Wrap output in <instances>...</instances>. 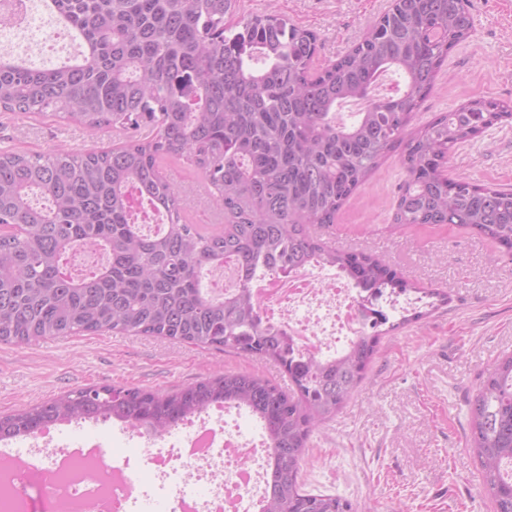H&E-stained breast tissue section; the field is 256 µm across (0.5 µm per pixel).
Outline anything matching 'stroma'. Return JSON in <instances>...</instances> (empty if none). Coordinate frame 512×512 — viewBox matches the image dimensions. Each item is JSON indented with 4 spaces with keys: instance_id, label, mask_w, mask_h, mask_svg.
<instances>
[{
    "instance_id": "stroma-1",
    "label": "stroma",
    "mask_w": 512,
    "mask_h": 512,
    "mask_svg": "<svg viewBox=\"0 0 512 512\" xmlns=\"http://www.w3.org/2000/svg\"><path fill=\"white\" fill-rule=\"evenodd\" d=\"M391 0H239V15L273 13L316 31L319 62L345 55L388 10ZM468 38L448 55L412 121L474 99L512 105V0H468ZM134 130H104L37 113H0V149L48 155L120 147ZM450 173L512 188V120L460 144ZM192 223L220 224L224 212L192 167L175 166ZM405 172L386 154L322 238L372 252L449 302L428 318L383 337L354 398L314 432L302 470L306 489L336 494L369 512H491L478 459L467 447L469 403L493 362L512 353V258L469 230L405 228L388 234ZM261 375L280 385L278 365L215 347L150 336L79 333L16 347L0 344V413L88 386L171 392L217 371Z\"/></svg>"
}]
</instances>
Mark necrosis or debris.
Here are the masks:
<instances>
[{
  "mask_svg": "<svg viewBox=\"0 0 512 512\" xmlns=\"http://www.w3.org/2000/svg\"><path fill=\"white\" fill-rule=\"evenodd\" d=\"M25 0L22 17L0 25V47L42 58L45 44L63 39ZM264 321L285 328L299 356L329 358L370 327L363 292L326 266L277 272L253 284ZM239 408L217 403L185 418L168 450L145 449L144 465L161 477L148 492L129 461L108 462L94 436L63 445L48 458L0 455V512H27L28 470L44 473L38 487L50 512H260L269 448L231 424Z\"/></svg>",
  "mask_w": 512,
  "mask_h": 512,
  "instance_id": "1",
  "label": "necrosis or debris"
}]
</instances>
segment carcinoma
<instances>
[{"mask_svg": "<svg viewBox=\"0 0 512 512\" xmlns=\"http://www.w3.org/2000/svg\"><path fill=\"white\" fill-rule=\"evenodd\" d=\"M237 0H51L49 10L84 45L81 57L37 68L0 51V112L51 113L91 133L150 130L112 151L28 155L0 150V343L26 345L76 333L116 332L234 350L279 365L292 389L252 373L224 371L170 393L99 387L0 415V437L58 421L120 417L167 431L223 401L261 425L269 448L262 512H359L334 494L303 488L310 437L353 398L381 332L328 359L294 356L288 334L266 325L251 281L280 267L328 264L377 297L414 291L423 306L396 331L448 303L371 252L320 238L385 153L402 148L405 179L388 227L456 226L512 255V188L448 173L460 143L512 119V107L476 99L409 130L470 17L460 0H396L348 53L317 65L316 31L271 13L234 24ZM405 90L372 99L384 72ZM368 101L351 120L336 110ZM196 169L222 224H189L173 162ZM158 211L163 230L142 232L131 190ZM107 264L67 268L77 247ZM234 265L239 285L202 286ZM467 444L481 465L493 512H512V355L497 360L470 405Z\"/></svg>", "mask_w": 512, "mask_h": 512, "instance_id": "obj_1", "label": "carcinoma"}]
</instances>
